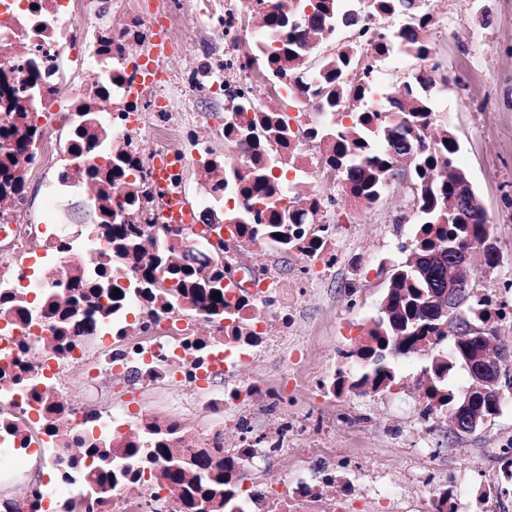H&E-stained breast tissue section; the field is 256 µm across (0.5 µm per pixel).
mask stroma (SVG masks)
<instances>
[{"mask_svg": "<svg viewBox=\"0 0 512 512\" xmlns=\"http://www.w3.org/2000/svg\"><path fill=\"white\" fill-rule=\"evenodd\" d=\"M434 14L438 26L448 29L446 39L434 40L432 51L449 82L436 85L431 97L435 110L449 117L460 144L458 164L470 177L500 252L497 266L470 270L477 292L494 295L505 279H512V0H439ZM402 193L401 182H393L379 208L362 209L351 224L340 227L344 246L366 256H383L390 267L404 264L420 217L415 214L406 223H394ZM299 263L295 254L268 246L251 248L248 258L250 268L275 269L289 287L296 281ZM347 279L346 263H338L319 282L302 311L310 369L331 364L343 343L340 316L357 322L378 314L385 277L368 275L359 308L351 313L344 294ZM385 420L384 410L375 409L370 426L337 429L332 440L337 447L351 449L368 469L383 470L398 479L409 472L424 476L428 460L398 447L384 430ZM509 431L512 414L502 412L461 438L452 437L448 420L440 419L434 438L447 452L446 466L470 478L491 469L489 450L500 434Z\"/></svg>", "mask_w": 512, "mask_h": 512, "instance_id": "1", "label": "stroma"}]
</instances>
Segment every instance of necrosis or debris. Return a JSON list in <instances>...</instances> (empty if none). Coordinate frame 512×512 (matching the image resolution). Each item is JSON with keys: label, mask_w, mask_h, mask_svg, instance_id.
Wrapping results in <instances>:
<instances>
[{"label": "necrosis or debris", "mask_w": 512, "mask_h": 512, "mask_svg": "<svg viewBox=\"0 0 512 512\" xmlns=\"http://www.w3.org/2000/svg\"><path fill=\"white\" fill-rule=\"evenodd\" d=\"M306 2L154 0L146 16L139 0H0V127L16 129L12 171L35 184L43 205L35 211L27 192L0 187V488L15 498L14 512H65L87 491V474L68 472L79 438L114 454L112 488L95 512H181L183 488L165 478L167 459L125 453L150 434L184 462L223 465L224 512H505L512 433L492 450L493 479L443 481L433 469L398 483L324 443L338 400L354 392L355 345L309 378L302 358L284 376L254 371L264 355L287 361L280 345L299 336L313 280L345 257L331 192L339 180L322 132L347 129L351 105L319 94L311 45L349 34L380 113L389 108L385 75L401 61L399 49L376 51L396 26L371 0H349V31L336 24L320 33ZM190 12L202 25L186 26ZM273 14L287 15L288 26H267ZM139 45L151 54H137ZM285 49L294 69L261 64ZM276 119L285 136L263 131ZM117 167L125 178L108 180ZM186 168L199 175L191 189ZM257 171L295 216L296 287L282 288L273 271L225 278L220 316L167 300V278L144 293L139 266L170 243L178 263L210 259L208 238L190 224L215 225L240 246L248 240L240 217L267 223L247 191ZM75 223L83 232H70ZM106 223L137 225L138 258L116 256ZM79 278L105 280L121 297L74 301ZM72 371L84 377L81 391L64 384ZM306 385L324 404L298 409ZM172 389L185 397L163 413L129 409L137 395ZM289 406L293 414L281 417ZM259 409L269 421L262 431ZM283 456L294 465L287 477L272 468Z\"/></svg>", "instance_id": "1"}]
</instances>
